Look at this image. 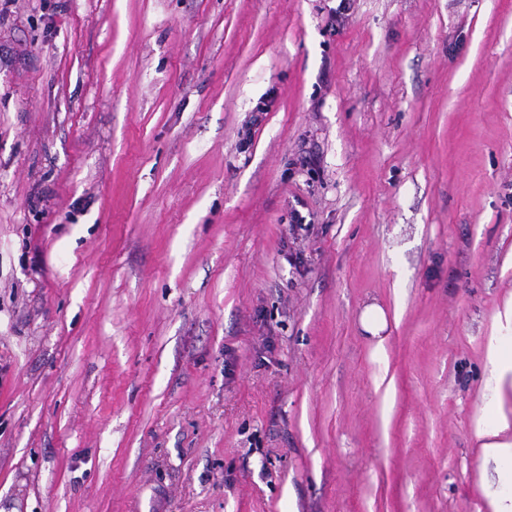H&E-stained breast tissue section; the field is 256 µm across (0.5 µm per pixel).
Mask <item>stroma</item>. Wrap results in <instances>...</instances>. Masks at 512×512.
I'll list each match as a JSON object with an SVG mask.
<instances>
[{
    "label": "stroma",
    "mask_w": 512,
    "mask_h": 512,
    "mask_svg": "<svg viewBox=\"0 0 512 512\" xmlns=\"http://www.w3.org/2000/svg\"><path fill=\"white\" fill-rule=\"evenodd\" d=\"M339 3L0 0V512L512 493V0ZM361 325L365 332L377 339V347H381L385 341L381 332L387 329V321L382 308L376 304L366 306L361 314ZM510 427L507 416L498 414L495 428L481 434L486 439L482 444L484 458H492L498 463L506 458L512 460V442L501 439V434L506 433Z\"/></svg>",
    "instance_id": "stroma-1"
}]
</instances>
